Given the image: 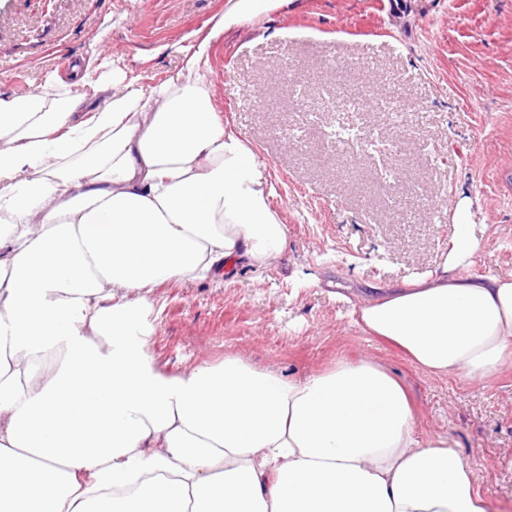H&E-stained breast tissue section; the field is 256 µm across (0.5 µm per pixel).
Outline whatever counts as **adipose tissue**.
Segmentation results:
<instances>
[{
    "label": "adipose tissue",
    "instance_id": "obj_1",
    "mask_svg": "<svg viewBox=\"0 0 512 512\" xmlns=\"http://www.w3.org/2000/svg\"><path fill=\"white\" fill-rule=\"evenodd\" d=\"M290 0H224L151 91L106 61L0 97V512H486L445 434L368 359L301 380L237 357L171 375L147 352L162 282L263 271L288 243L256 154L213 108L211 51ZM441 273L382 289L356 326L424 372L512 359V278Z\"/></svg>",
    "mask_w": 512,
    "mask_h": 512
}]
</instances>
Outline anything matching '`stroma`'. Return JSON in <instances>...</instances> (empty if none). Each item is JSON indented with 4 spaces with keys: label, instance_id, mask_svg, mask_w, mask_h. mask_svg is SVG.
Segmentation results:
<instances>
[{
    "label": "stroma",
    "instance_id": "stroma-1",
    "mask_svg": "<svg viewBox=\"0 0 512 512\" xmlns=\"http://www.w3.org/2000/svg\"><path fill=\"white\" fill-rule=\"evenodd\" d=\"M224 0H0V96L70 82L61 57L100 53L144 89L174 76L181 40ZM219 117L273 182L288 247L262 273L154 293L149 355L170 374L232 356L301 380L367 358L397 378L420 436L448 434L478 491L512 501V363L483 380L436 377L351 323L369 287L441 272L469 207L478 247L462 276L512 273V0H294L213 48ZM356 102L337 114L313 97ZM398 145L394 179L378 154L325 143L336 119Z\"/></svg>",
    "mask_w": 512,
    "mask_h": 512
}]
</instances>
